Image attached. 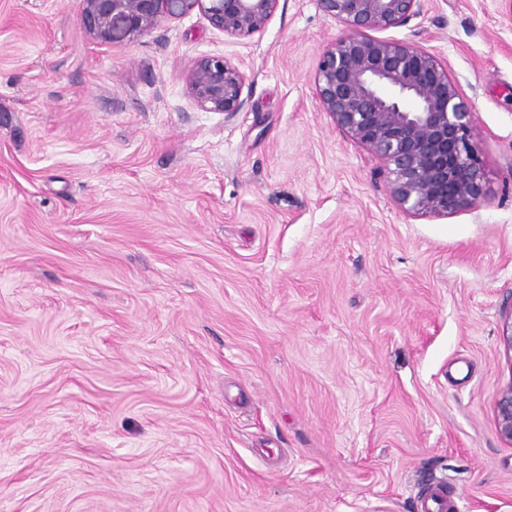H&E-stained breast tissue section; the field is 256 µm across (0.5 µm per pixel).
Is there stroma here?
Here are the masks:
<instances>
[{
	"instance_id": "1",
	"label": "stroma",
	"mask_w": 512,
	"mask_h": 512,
	"mask_svg": "<svg viewBox=\"0 0 512 512\" xmlns=\"http://www.w3.org/2000/svg\"><path fill=\"white\" fill-rule=\"evenodd\" d=\"M80 10L0 0V512H512V0L387 32L473 104L488 196L449 217L320 111L318 0L112 46ZM202 56L240 111L192 100ZM191 97L202 109L233 113L243 104L246 75L234 62L218 56L195 60L187 75ZM495 413L500 436L512 444V382L500 391ZM421 512H463L464 504L461 497L448 493L445 482L430 483L427 491L419 497Z\"/></svg>"
}]
</instances>
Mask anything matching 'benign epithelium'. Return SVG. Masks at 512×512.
<instances>
[{"label":"benign epithelium","mask_w":512,"mask_h":512,"mask_svg":"<svg viewBox=\"0 0 512 512\" xmlns=\"http://www.w3.org/2000/svg\"><path fill=\"white\" fill-rule=\"evenodd\" d=\"M279 0H82L80 26L100 45L132 42L162 21L197 10L224 33L263 31ZM342 25L313 78L318 107L336 128L381 160L388 188L413 216L449 217L486 196L471 102L448 68L416 43L374 36L406 25L422 0H318ZM196 104L241 109L246 75L218 56L195 60L187 75ZM500 436L512 444V383L495 402Z\"/></svg>","instance_id":"1"}]
</instances>
